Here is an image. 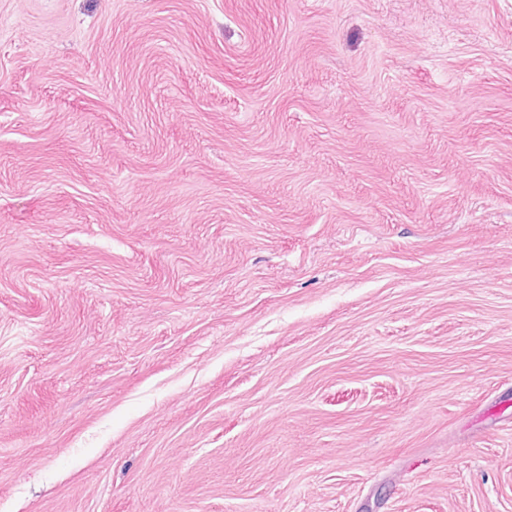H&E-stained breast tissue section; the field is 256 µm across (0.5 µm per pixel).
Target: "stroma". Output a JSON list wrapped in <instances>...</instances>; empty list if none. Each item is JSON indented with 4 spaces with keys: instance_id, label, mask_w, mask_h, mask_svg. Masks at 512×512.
Listing matches in <instances>:
<instances>
[{
    "instance_id": "obj_1",
    "label": "stroma",
    "mask_w": 512,
    "mask_h": 512,
    "mask_svg": "<svg viewBox=\"0 0 512 512\" xmlns=\"http://www.w3.org/2000/svg\"><path fill=\"white\" fill-rule=\"evenodd\" d=\"M0 512H512V0H0Z\"/></svg>"
}]
</instances>
